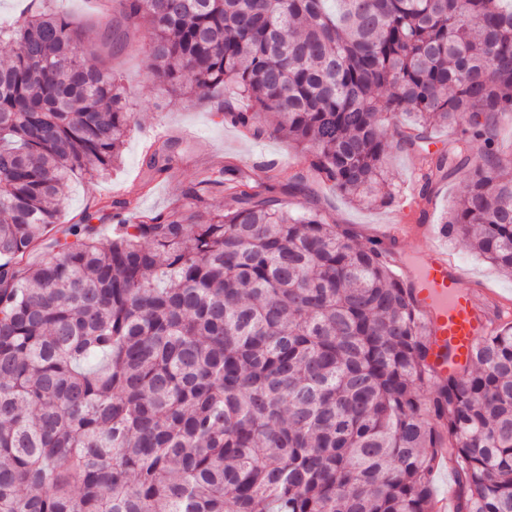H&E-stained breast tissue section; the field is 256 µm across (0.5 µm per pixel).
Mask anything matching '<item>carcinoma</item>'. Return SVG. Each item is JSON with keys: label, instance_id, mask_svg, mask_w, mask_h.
Instances as JSON below:
<instances>
[{"label": "carcinoma", "instance_id": "1", "mask_svg": "<svg viewBox=\"0 0 512 512\" xmlns=\"http://www.w3.org/2000/svg\"><path fill=\"white\" fill-rule=\"evenodd\" d=\"M146 23L152 76L190 99L229 84L306 166L290 177L358 203L393 149L425 154L421 196L466 172L444 217L512 276V0H117ZM0 512H434L440 448L454 512H512V321L464 373L435 375L431 331L382 242L292 210L219 167L163 211L131 193L61 222L77 178L120 164L134 122L84 27L29 0L0 41ZM410 118L399 138L386 124ZM184 153L143 158L147 186ZM233 205L211 208V189Z\"/></svg>", "mask_w": 512, "mask_h": 512}]
</instances>
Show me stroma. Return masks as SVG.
Wrapping results in <instances>:
<instances>
[{
	"label": "stroma",
	"mask_w": 512,
	"mask_h": 512,
	"mask_svg": "<svg viewBox=\"0 0 512 512\" xmlns=\"http://www.w3.org/2000/svg\"><path fill=\"white\" fill-rule=\"evenodd\" d=\"M96 2L54 0L53 5L85 25L87 57L99 68L121 77L135 123L126 139L122 162L110 177L85 178L71 183L62 203L64 218L94 209L97 202L114 189L126 188L139 181L144 137L155 125L162 124L185 149L186 159L171 174L151 183L140 198V211L165 210L173 198L199 180L207 169L231 164L245 176L260 182L264 181L267 170H275L280 176L277 194L289 208L314 209L325 223L352 228L360 242H368L379 225L394 223L402 200L418 186L421 170L418 153L403 151L388 158L386 179L395 200L386 207L354 204L341 193L329 189L318 190L310 198L289 194L288 180L303 165L301 154L278 136L254 138L244 135L216 112V102L220 99L231 101L236 110L244 112L250 110V102L228 85L212 90L210 99L187 102L177 93L153 83L149 74L156 61L152 55L150 27L142 26L125 38L120 49H113L100 35L101 15ZM440 244L469 276L487 282L498 295L512 301V277L503 275L479 257L464 240L445 237Z\"/></svg>",
	"instance_id": "obj_1"
}]
</instances>
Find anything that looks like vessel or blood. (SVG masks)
Wrapping results in <instances>:
<instances>
[{
	"label": "vessel or blood",
	"instance_id": "1",
	"mask_svg": "<svg viewBox=\"0 0 512 512\" xmlns=\"http://www.w3.org/2000/svg\"><path fill=\"white\" fill-rule=\"evenodd\" d=\"M421 274H407L417 309L432 332L429 363L435 375L459 374L488 329L475 304L485 293L483 284L470 280L441 247L430 248Z\"/></svg>",
	"mask_w": 512,
	"mask_h": 512
}]
</instances>
